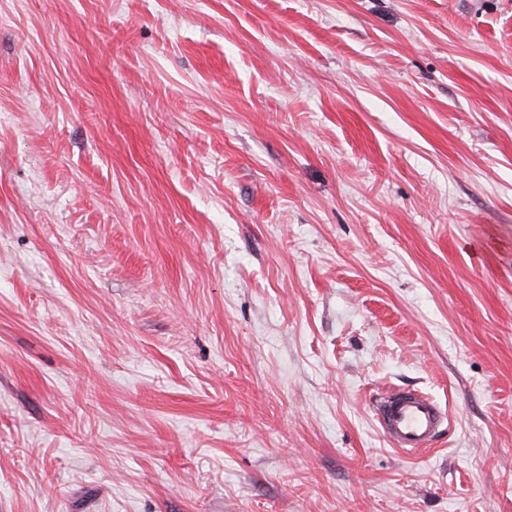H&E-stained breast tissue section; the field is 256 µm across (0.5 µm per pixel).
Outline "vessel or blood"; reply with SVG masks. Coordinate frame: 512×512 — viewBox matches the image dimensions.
I'll list each match as a JSON object with an SVG mask.
<instances>
[{
	"instance_id": "b4317fda",
	"label": "vessel or blood",
	"mask_w": 512,
	"mask_h": 512,
	"mask_svg": "<svg viewBox=\"0 0 512 512\" xmlns=\"http://www.w3.org/2000/svg\"><path fill=\"white\" fill-rule=\"evenodd\" d=\"M374 412L385 438L407 454L430 448L448 420L446 411L432 397L417 390L386 393Z\"/></svg>"
}]
</instances>
